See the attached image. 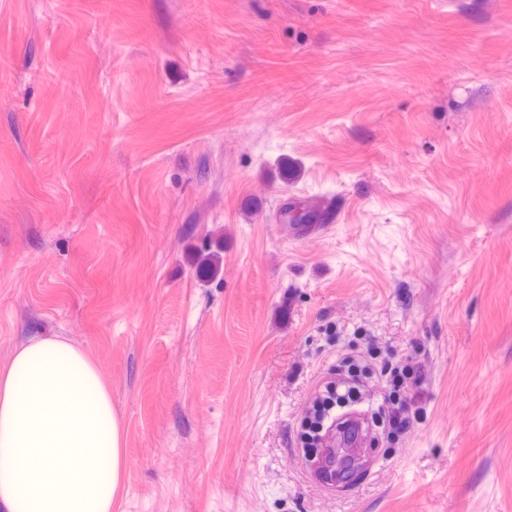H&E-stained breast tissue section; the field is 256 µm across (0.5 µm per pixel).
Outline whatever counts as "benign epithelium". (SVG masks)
Here are the masks:
<instances>
[{"instance_id": "7a95c632", "label": "benign epithelium", "mask_w": 512, "mask_h": 512, "mask_svg": "<svg viewBox=\"0 0 512 512\" xmlns=\"http://www.w3.org/2000/svg\"><path fill=\"white\" fill-rule=\"evenodd\" d=\"M311 442L307 463L325 484L354 479L366 466L376 447L371 445L363 422L347 418L341 425L307 422Z\"/></svg>"}]
</instances>
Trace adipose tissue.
I'll use <instances>...</instances> for the list:
<instances>
[{
    "mask_svg": "<svg viewBox=\"0 0 512 512\" xmlns=\"http://www.w3.org/2000/svg\"><path fill=\"white\" fill-rule=\"evenodd\" d=\"M122 429L96 363L34 337L0 366V512H112Z\"/></svg>",
    "mask_w": 512,
    "mask_h": 512,
    "instance_id": "adipose-tissue-1",
    "label": "adipose tissue"
}]
</instances>
